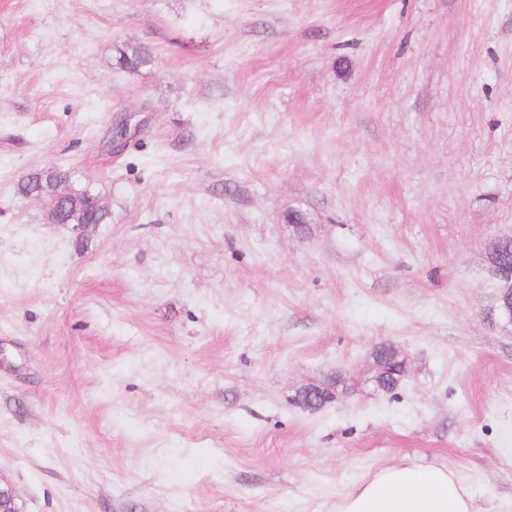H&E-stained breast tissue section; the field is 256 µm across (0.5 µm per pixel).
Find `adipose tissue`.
Returning a JSON list of instances; mask_svg holds the SVG:
<instances>
[{
	"label": "adipose tissue",
	"instance_id": "obj_1",
	"mask_svg": "<svg viewBox=\"0 0 512 512\" xmlns=\"http://www.w3.org/2000/svg\"><path fill=\"white\" fill-rule=\"evenodd\" d=\"M337 512H474L470 489L450 469L393 465L364 478Z\"/></svg>",
	"mask_w": 512,
	"mask_h": 512
}]
</instances>
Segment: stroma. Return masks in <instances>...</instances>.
Here are the masks:
<instances>
[{
	"label": "stroma",
	"mask_w": 512,
	"mask_h": 512,
	"mask_svg": "<svg viewBox=\"0 0 512 512\" xmlns=\"http://www.w3.org/2000/svg\"><path fill=\"white\" fill-rule=\"evenodd\" d=\"M51 167L109 223L17 194ZM502 233L512 0H0V479L23 512H336L444 465L512 512ZM155 57L148 47L136 45L119 50L117 66L121 69L135 74L144 67L151 65ZM490 273L492 277L503 283L506 287L512 288V267L502 265L495 257L494 260H489ZM511 288H501V293L497 300L494 314L498 319V322L504 326H512V290ZM506 292H511V306H509L504 298ZM503 303V304H501Z\"/></svg>",
	"instance_id": "obj_1"
}]
</instances>
